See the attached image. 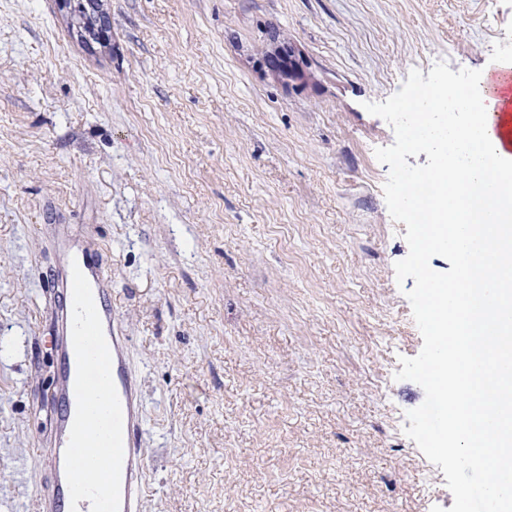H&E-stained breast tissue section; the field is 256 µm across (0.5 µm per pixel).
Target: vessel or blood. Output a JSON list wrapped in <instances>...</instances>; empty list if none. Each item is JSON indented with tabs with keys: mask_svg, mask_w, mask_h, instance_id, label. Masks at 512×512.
Returning <instances> with one entry per match:
<instances>
[{
	"mask_svg": "<svg viewBox=\"0 0 512 512\" xmlns=\"http://www.w3.org/2000/svg\"><path fill=\"white\" fill-rule=\"evenodd\" d=\"M485 96L501 102L488 113L487 128L512 154V65H489ZM107 278L84 255L63 270L67 295L55 304L59 407L47 478L35 499L39 512H142L141 378L118 332Z\"/></svg>",
	"mask_w": 512,
	"mask_h": 512,
	"instance_id": "1",
	"label": "vessel or blood"
}]
</instances>
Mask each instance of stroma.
Masks as SVG:
<instances>
[{"label":"stroma","mask_w":512,"mask_h":512,"mask_svg":"<svg viewBox=\"0 0 512 512\" xmlns=\"http://www.w3.org/2000/svg\"><path fill=\"white\" fill-rule=\"evenodd\" d=\"M105 5L91 55L55 0H0V512H30L51 444L60 226L130 338L144 512H446L403 432L423 340L374 155L394 131L364 105L498 58L512 0ZM272 36L305 80L259 68Z\"/></svg>","instance_id":"35a3bbf8"}]
</instances>
